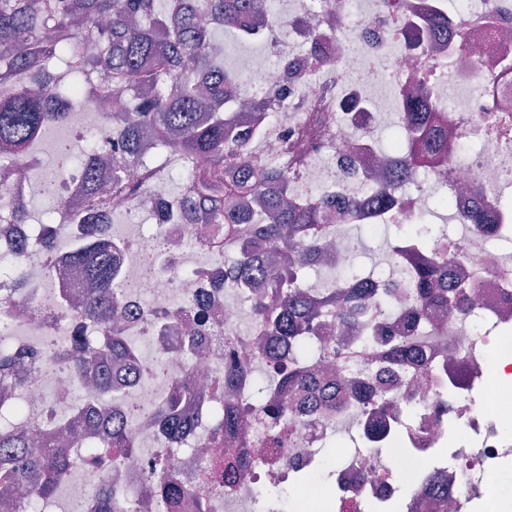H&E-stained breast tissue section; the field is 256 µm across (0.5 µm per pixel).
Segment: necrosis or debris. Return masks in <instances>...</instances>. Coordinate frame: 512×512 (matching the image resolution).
I'll use <instances>...</instances> for the list:
<instances>
[{"mask_svg": "<svg viewBox=\"0 0 512 512\" xmlns=\"http://www.w3.org/2000/svg\"><path fill=\"white\" fill-rule=\"evenodd\" d=\"M338 26L353 15L364 24L357 37L358 60L370 76L361 81L341 62L345 48L329 38L315 40L314 26L325 13ZM285 22L274 37L253 39L237 58L246 77L234 94L249 100L284 86L288 102L275 118L263 119L249 138V161L267 170H287L289 196L310 191L349 204L347 224L414 223L434 188L464 185L454 194L452 217L465 227L460 236L440 233L444 256L437 285H464V312L444 313L426 329L401 322L414 300L413 275L425 259L409 253L387 257L390 291L376 290L359 327L342 328L321 339L329 366H307V385L289 395L280 390L287 415L279 442L269 446L264 401L254 395L257 369L267 368V349L287 345L254 322L250 304L230 301L224 273L229 265L211 228L185 219L162 226L166 250L157 271L140 277V259L151 252L139 205L113 202L105 220L120 249L119 270L134 289L122 297L132 316L124 335L139 338L132 358L113 375L116 412L129 415L130 448L124 463L110 468L76 462L60 483L47 512H101L99 492L111 483L121 494L122 512H512V493L502 487L512 473V210L498 206L512 187V75L503 76L491 58H512V0H464L451 12L445 0H289ZM439 19L450 32L439 52L410 50L413 26ZM431 92L435 124L448 135L443 170L418 176L405 192L393 189L392 154L377 133L388 118H402V100L385 89L412 82ZM44 169L58 198L72 200L80 175H58L46 147L25 155L12 168L0 167V207L30 203L44 193L33 171ZM47 179V180H48ZM390 207H371L372 197ZM479 212L480 224L468 216ZM494 235H486V228ZM54 247L24 256L20 240L36 242V224H0V323L19 349H60L73 323L63 297H77L81 278L66 260L79 225L58 219ZM25 270L24 287L14 290L12 274ZM212 313L211 333L195 350L185 341L197 328V303ZM410 335L419 357L399 360L393 337ZM247 363L232 404L242 420L231 434L215 433V413L225 400L229 359ZM193 392L180 406L188 433L172 441L164 431L160 405L183 384ZM390 390L393 409L374 413L373 395ZM70 373L47 364L25 368L21 386L0 388V408L19 409L22 424L53 427L55 413L90 403ZM353 443L330 463L320 452L340 436ZM248 452L246 474L225 479L223 468L238 452ZM175 466L179 495L146 493Z\"/></svg>", "mask_w": 512, "mask_h": 512, "instance_id": "obj_1", "label": "necrosis or debris"}]
</instances>
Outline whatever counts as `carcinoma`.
Instances as JSON below:
<instances>
[{
    "label": "carcinoma",
    "instance_id": "obj_1",
    "mask_svg": "<svg viewBox=\"0 0 512 512\" xmlns=\"http://www.w3.org/2000/svg\"><path fill=\"white\" fill-rule=\"evenodd\" d=\"M210 15L222 20V29L244 41L279 27L280 18L270 0H0V165L12 163V154L28 153L45 131L66 124L77 104L126 98L132 112H105L103 125L114 132L112 154L100 146L74 151L63 143L57 149L60 170L84 173L82 195L66 201L70 221L81 234L67 260L83 272L86 287L73 317L98 326L107 347L79 333L66 354L51 362L68 368L75 378L91 374L112 393V362L123 360L132 343L110 325L121 316L118 277L112 239L98 218L112 208V197H134L138 185L129 172L139 171L145 183L153 171L167 167V156H181V191L184 212L200 214L209 224L224 225V239H234L256 224L252 241L237 247L235 266L241 279L230 285L254 296V318L276 336L288 337V354H269L272 370L262 391L276 386L293 393L306 382L300 365L315 338L328 329L324 309H334L336 323L358 324L364 303L374 292L372 275H355L349 282L335 281L328 288L304 286L306 271L314 268L309 254L321 247L330 221L332 202L314 200L306 205L288 201V171H268L255 164L238 169L231 160L248 150L249 133H234L237 117L224 111L225 90L242 77L226 67V54L218 53L217 30L201 24ZM427 93L419 84L406 93L410 134L405 156L396 166L397 177L415 172L448 157V139L434 135L432 118L421 103ZM155 142L162 160L147 167L141 143ZM235 193L252 196V210L242 216L224 212V198ZM407 250H431L438 228L419 220ZM442 259L418 267L415 305L403 319L415 324L438 311L454 309L463 296L455 288H433ZM22 354L0 343V384L20 382L17 364ZM186 391H177L161 413L172 436L182 434L187 422L179 413ZM78 444L90 424L103 426L100 445L112 449L110 464L123 462L121 448L130 446L126 424L99 411L84 416L63 411L58 416ZM30 429L0 424V487L3 492L29 474L42 477L39 491L18 503L19 512H41L42 501L52 496L66 475L72 447L43 440Z\"/></svg>",
    "mask_w": 512,
    "mask_h": 512
}]
</instances>
